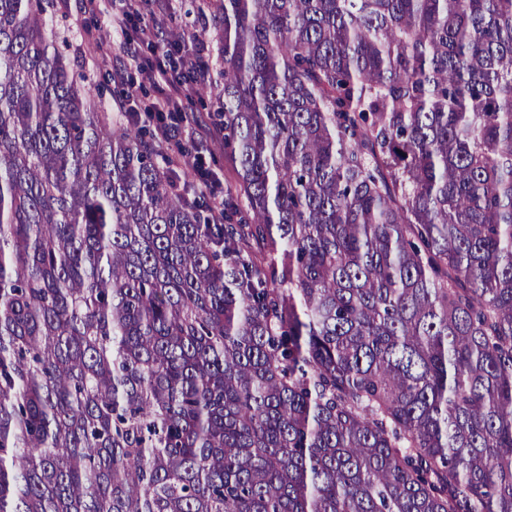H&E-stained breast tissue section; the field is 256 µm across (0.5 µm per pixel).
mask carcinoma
Returning a JSON list of instances; mask_svg holds the SVG:
<instances>
[{
	"label": "carcinoma",
	"instance_id": "obj_1",
	"mask_svg": "<svg viewBox=\"0 0 512 512\" xmlns=\"http://www.w3.org/2000/svg\"><path fill=\"white\" fill-rule=\"evenodd\" d=\"M224 223L0 0V512H512V0H209Z\"/></svg>",
	"mask_w": 512,
	"mask_h": 512
}]
</instances>
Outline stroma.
<instances>
[{
	"label": "stroma",
	"mask_w": 512,
	"mask_h": 512,
	"mask_svg": "<svg viewBox=\"0 0 512 512\" xmlns=\"http://www.w3.org/2000/svg\"><path fill=\"white\" fill-rule=\"evenodd\" d=\"M203 0H138L136 7H129L128 0H106V14L90 15L81 7L80 0H71L70 9L49 5L48 14L61 40L60 50L74 59L80 73L84 75L92 93L106 105H114L121 97H133L137 108H144L157 94L156 86L148 79L149 68L162 64L154 47L141 43L136 34L144 26L156 27L162 40L170 41L176 35L196 32L197 9ZM128 13L129 20L125 31H110L106 24L107 13ZM92 32L108 47L106 56L84 55L80 43L85 32ZM196 41L182 43L183 54L202 52L207 63L206 74L199 78L191 99L184 101L183 112L199 118L202 127H210L216 122L214 112L217 107L221 86L217 77L219 62L210 33L196 32ZM118 68L123 73L122 81H112L109 70ZM202 155L204 166L214 178L213 191L216 199H223L224 189L233 175L224 160V147L213 144L207 153H199L196 143L184 141L182 149H168L158 156L161 169L176 171L183 179L193 177L191 164L195 155Z\"/></svg>",
	"instance_id": "1"
}]
</instances>
